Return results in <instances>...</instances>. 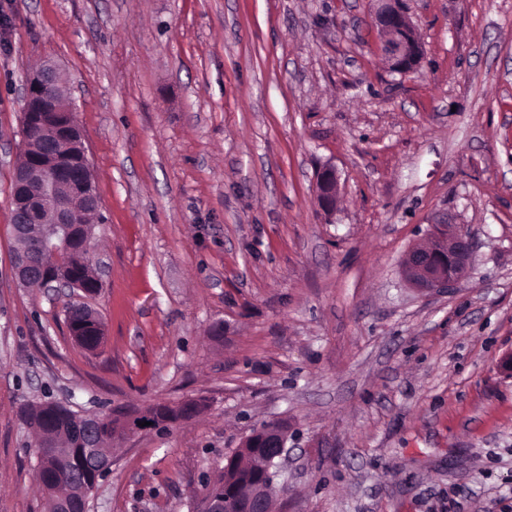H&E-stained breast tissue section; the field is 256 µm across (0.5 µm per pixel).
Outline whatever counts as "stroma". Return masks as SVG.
Instances as JSON below:
<instances>
[{"mask_svg":"<svg viewBox=\"0 0 512 512\" xmlns=\"http://www.w3.org/2000/svg\"><path fill=\"white\" fill-rule=\"evenodd\" d=\"M422 46L391 73L372 0H0V512H45L21 402L124 413L89 512H199L244 436L288 424L279 512H512V0H403ZM67 73L105 217L101 346L19 287L22 89ZM339 174L333 212L317 170ZM467 273L400 261L441 221ZM446 227L432 234L427 244L410 248L401 262L405 278L420 290L448 293L464 277L472 250L470 232Z\"/></svg>","mask_w":512,"mask_h":512,"instance_id":"obj_1","label":"stroma"}]
</instances>
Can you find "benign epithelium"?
Returning <instances> with one entry per match:
<instances>
[{"mask_svg":"<svg viewBox=\"0 0 512 512\" xmlns=\"http://www.w3.org/2000/svg\"><path fill=\"white\" fill-rule=\"evenodd\" d=\"M373 2L379 50L388 69L400 75L415 72L422 47L411 18L400 7L401 0ZM66 81L63 70L49 61L26 76L21 127L38 125L43 133L35 139L22 138L25 164L17 165L12 175V224L18 237L41 251L58 245L74 254L98 281L99 271L91 258L93 225L88 217L99 209L100 201L83 189L92 179V167L83 134L72 121L74 99L61 93ZM337 192L336 168L327 165L319 169L316 196L325 210L335 209ZM471 250L467 228H447L432 234L427 244L410 248L401 269L417 288L446 293L464 277ZM13 270L23 286L37 277L23 254L14 258ZM39 287L46 292L61 288L86 292L83 282L63 280L52 269L42 274ZM106 421L105 415L86 420L83 457L72 470L80 485L86 484L89 473L106 476L112 465V458L100 452L97 441L99 427ZM289 453L288 424L277 421L252 429L224 464V487L231 496H208L206 512H273L276 483L270 467L288 465Z\"/></svg>","mask_w":512,"mask_h":512,"instance_id":"1","label":"benign epithelium"}]
</instances>
